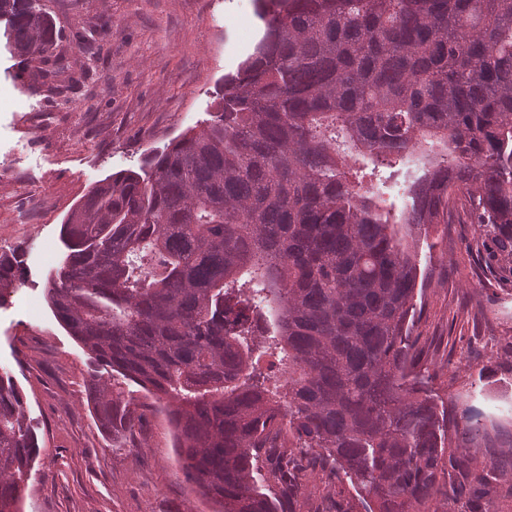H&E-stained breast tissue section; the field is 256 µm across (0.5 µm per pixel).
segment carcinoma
<instances>
[{
  "mask_svg": "<svg viewBox=\"0 0 512 512\" xmlns=\"http://www.w3.org/2000/svg\"><path fill=\"white\" fill-rule=\"evenodd\" d=\"M265 32L211 119L99 181L66 216L59 323L154 403L91 373L110 440L168 412L185 481L221 512H296L308 468L366 512H497L448 446L487 428L439 409L413 336L415 230L455 217L512 276V0H255ZM11 53L78 80L36 0H0ZM404 201L396 212L386 198ZM20 255L0 254V305ZM0 376V512H18L36 428Z\"/></svg>",
  "mask_w": 512,
  "mask_h": 512,
  "instance_id": "carcinoma-1",
  "label": "carcinoma"
}]
</instances>
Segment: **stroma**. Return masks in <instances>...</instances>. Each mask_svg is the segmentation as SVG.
Segmentation results:
<instances>
[{"mask_svg": "<svg viewBox=\"0 0 512 512\" xmlns=\"http://www.w3.org/2000/svg\"><path fill=\"white\" fill-rule=\"evenodd\" d=\"M59 49L82 79L62 100L31 85L32 64L0 44V254L17 252L21 284L0 306V375L21 387L39 456L20 512H219L187 484L166 413L107 441L89 412L91 370L142 403L151 396L57 321L46 282L66 250L67 213L98 181L138 169L154 149L207 119L217 84L264 33L254 0H40ZM93 38L92 52L77 34ZM479 227L452 224L433 249L414 331L433 386L457 413L512 432V280L476 248ZM305 512L338 501L364 512L344 475L312 473Z\"/></svg>", "mask_w": 512, "mask_h": 512, "instance_id": "obj_1", "label": "stroma"}]
</instances>
